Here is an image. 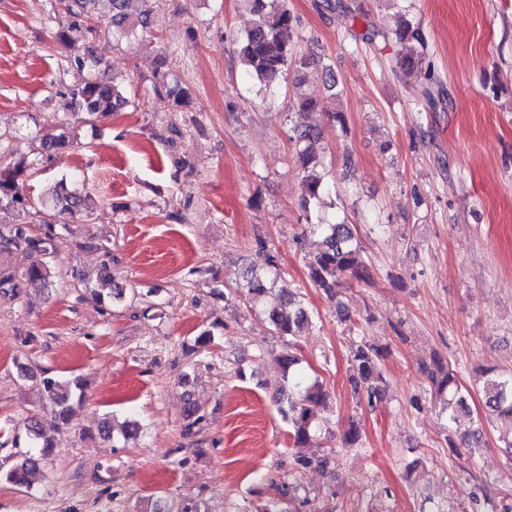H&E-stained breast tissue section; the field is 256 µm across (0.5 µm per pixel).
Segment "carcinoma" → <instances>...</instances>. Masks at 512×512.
Returning a JSON list of instances; mask_svg holds the SVG:
<instances>
[{
    "label": "carcinoma",
    "mask_w": 512,
    "mask_h": 512,
    "mask_svg": "<svg viewBox=\"0 0 512 512\" xmlns=\"http://www.w3.org/2000/svg\"><path fill=\"white\" fill-rule=\"evenodd\" d=\"M110 5L108 26L119 40H129L149 24L150 6L158 0H52L54 15H61L65 22L56 32V40L66 50L65 58L70 69L79 75V80L67 88L71 113L83 114L96 120L100 117L122 111L128 104L123 91L115 84L105 62L106 48L87 50L80 44L87 37L97 33L101 18V2ZM253 15L251 25L244 33L234 36L237 56L245 67L248 78L262 88H270L279 81L304 80L310 58L295 50L297 20L288 8V0H245ZM392 39L399 44L410 45L409 53L398 60V64L423 74L428 83L436 82L432 62L429 60L426 39L420 27L402 19L391 32ZM317 102L301 96L294 105L296 121L290 128L289 140L295 142L296 157L303 189L302 204L307 207L322 199L326 191L327 174L324 157L317 155L312 144L323 137L320 127L305 123L304 117L316 111ZM71 144L69 122L59 125V132L48 133L40 139L39 148L44 151L65 148ZM26 170L24 159L0 165V214L37 209L47 204L71 212L81 220L91 216L90 195L82 192L78 178L70 182L60 181L47 192V197L31 200L24 190L23 175ZM313 230L323 235L322 246L308 260V275L314 287L334 302H340L339 287L345 279L358 283L370 279L369 268L361 259L360 249L349 225L314 224ZM57 233L55 225L43 224V232L33 235L28 224L14 220L5 223L0 220V253L24 260L34 251L52 254L56 250ZM52 285V271L47 264H29L19 269L0 266V290H11L18 294L24 288L44 289ZM85 293L98 304L111 303L123 297V290L115 287L109 264H104L97 282L83 280ZM235 292L263 306L272 333L290 343L303 328L311 322L312 312L305 305L303 295L264 274H251ZM382 348L367 342L357 346L351 356V382L354 392L373 405L382 396L383 375L380 361ZM277 361L288 377V391L278 400V412L288 423L289 436L297 447L306 445L320 427L327 394L322 387L309 381L297 370L299 359L292 350L284 351ZM491 376L486 380V405L492 415L512 423V372H498L487 369ZM437 395L444 398L448 419L466 408V397L457 380L455 371L441 360L434 362V369L425 370ZM42 395L51 413L60 424L67 425L72 419L74 406L84 397L80 377L58 378L45 376L40 380ZM28 451L18 463L5 472L6 479L19 488H29L28 477L37 469L39 461L54 453L53 442L41 432L37 418L27 424ZM275 494L255 506V512H324L317 505V499L307 497L295 508L287 507L294 491L291 484L271 480ZM151 512H202L200 504L187 500L177 510H171L167 501L157 499Z\"/></svg>",
    "instance_id": "obj_1"
}]
</instances>
